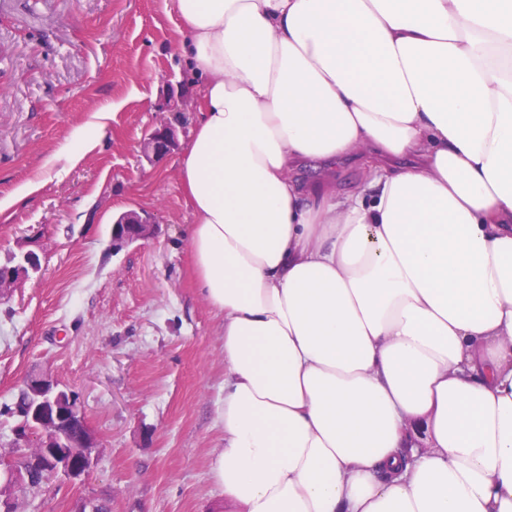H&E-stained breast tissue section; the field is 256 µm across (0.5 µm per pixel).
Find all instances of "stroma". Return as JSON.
Instances as JSON below:
<instances>
[{"label": "stroma", "mask_w": 512, "mask_h": 512, "mask_svg": "<svg viewBox=\"0 0 512 512\" xmlns=\"http://www.w3.org/2000/svg\"><path fill=\"white\" fill-rule=\"evenodd\" d=\"M184 34L161 0H0V197L48 182L0 221V264L39 236L42 267L0 303V404L26 376L76 392L97 440L85 478H57L22 512H222L224 342L193 277V216L178 153L151 164L140 144L168 121L187 139L198 88L178 63ZM111 105L82 163L43 171L69 129ZM155 215L154 240L120 252L124 211Z\"/></svg>", "instance_id": "35a3bbf8"}]
</instances>
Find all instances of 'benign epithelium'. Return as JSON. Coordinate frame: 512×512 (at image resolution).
<instances>
[{
	"mask_svg": "<svg viewBox=\"0 0 512 512\" xmlns=\"http://www.w3.org/2000/svg\"><path fill=\"white\" fill-rule=\"evenodd\" d=\"M178 146L177 130L163 124L152 131L141 143V152L150 162L170 154ZM157 230L154 215L143 210L121 213L112 224L110 248L118 252L133 244H145L155 237ZM40 257L29 249L20 254L11 266L0 267V300L7 298L30 273L39 272ZM25 388L34 397V404L25 414L40 423L35 436L19 434L12 443L14 448L28 449L25 461L19 463L10 455L0 470V512H18L19 489L28 480L29 468L38 464L51 468L70 478H78L89 471L95 439L86 429L78 438H69L59 429L62 413L82 418L83 411L73 394L63 397V390L45 374L34 373L27 377Z\"/></svg>",
	"mask_w": 512,
	"mask_h": 512,
	"instance_id": "1",
	"label": "benign epithelium"
}]
</instances>
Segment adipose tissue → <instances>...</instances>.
Segmentation results:
<instances>
[{"label":"adipose tissue","mask_w":512,"mask_h":512,"mask_svg":"<svg viewBox=\"0 0 512 512\" xmlns=\"http://www.w3.org/2000/svg\"><path fill=\"white\" fill-rule=\"evenodd\" d=\"M174 6L229 512H512V0ZM346 157L347 192L293 174Z\"/></svg>","instance_id":"1"}]
</instances>
